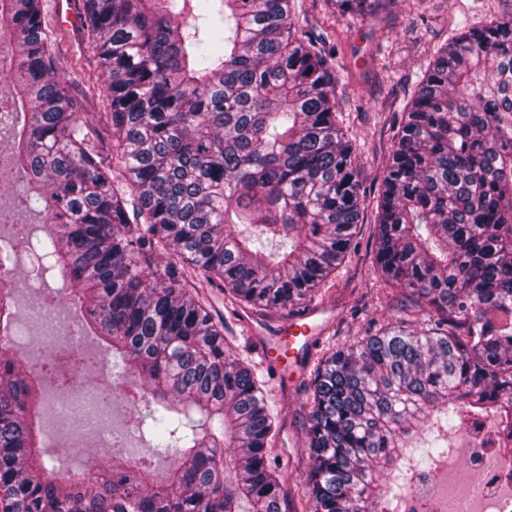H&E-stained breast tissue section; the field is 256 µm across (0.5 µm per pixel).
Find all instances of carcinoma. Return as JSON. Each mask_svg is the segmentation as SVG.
<instances>
[{
    "label": "carcinoma",
    "instance_id": "obj_1",
    "mask_svg": "<svg viewBox=\"0 0 512 512\" xmlns=\"http://www.w3.org/2000/svg\"><path fill=\"white\" fill-rule=\"evenodd\" d=\"M334 2L364 17L380 0ZM294 5L83 0L107 102L90 114L40 0H0L14 55L0 108L23 116L17 198L51 228L43 270L66 280L113 375L145 379L134 426L176 457L162 483L145 461L57 477L43 391L15 355L14 248L0 257L3 512H282L262 385L182 282L189 271L282 312L351 247L363 180L337 121L336 49L292 22ZM375 261L433 325L381 329L323 361L306 433L313 512H397L468 423L512 438V11L458 23L419 77L381 177Z\"/></svg>",
    "mask_w": 512,
    "mask_h": 512
}]
</instances>
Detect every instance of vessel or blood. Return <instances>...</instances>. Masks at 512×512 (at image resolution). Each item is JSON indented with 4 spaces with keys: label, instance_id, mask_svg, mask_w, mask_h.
I'll use <instances>...</instances> for the list:
<instances>
[{
    "label": "vessel or blood",
    "instance_id": "b4317fda",
    "mask_svg": "<svg viewBox=\"0 0 512 512\" xmlns=\"http://www.w3.org/2000/svg\"><path fill=\"white\" fill-rule=\"evenodd\" d=\"M325 312L324 305L315 304L277 324L251 327V341L260 359L280 383L300 378L307 371L324 330L315 318Z\"/></svg>",
    "mask_w": 512,
    "mask_h": 512
}]
</instances>
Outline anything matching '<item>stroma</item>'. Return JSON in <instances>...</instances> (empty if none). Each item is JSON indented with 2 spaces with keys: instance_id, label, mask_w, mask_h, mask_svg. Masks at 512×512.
Instances as JSON below:
<instances>
[{
  "instance_id": "35a3bbf8",
  "label": "stroma",
  "mask_w": 512,
  "mask_h": 512,
  "mask_svg": "<svg viewBox=\"0 0 512 512\" xmlns=\"http://www.w3.org/2000/svg\"><path fill=\"white\" fill-rule=\"evenodd\" d=\"M42 6L46 25L55 30L62 73L98 77L97 60L81 31L58 30L52 0H42ZM460 8L459 0H384L372 16L361 19L341 16L329 0H296L297 26L330 33L336 46V76L344 95L342 126L360 158L368 195L363 222L350 251L312 297L313 303H329L335 310L319 356L329 355L370 331L395 325L399 319L410 320L417 327L424 318L412 295L390 291L375 271L376 197L388 158L394 114L411 97L434 49L447 40ZM200 300L214 320L223 323L226 351L254 368L267 405L277 417L269 460L281 478L286 512H310L306 478L311 460L306 428L311 380L306 377L292 389L281 388L262 365L244 326L248 319L256 324L278 321L280 313L238 306L229 292L218 288L205 289ZM40 423L50 450L90 458L100 467L111 465L112 450L96 446L93 436L55 433V420L46 412L41 414Z\"/></svg>"
}]
</instances>
